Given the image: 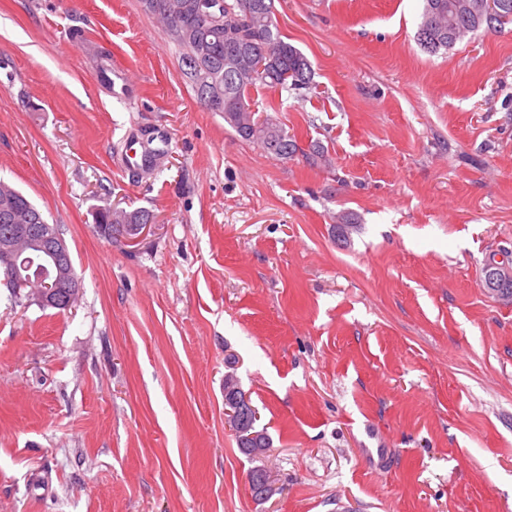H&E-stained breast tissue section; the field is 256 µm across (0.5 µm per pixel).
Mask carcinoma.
I'll return each instance as SVG.
<instances>
[{"mask_svg": "<svg viewBox=\"0 0 512 512\" xmlns=\"http://www.w3.org/2000/svg\"><path fill=\"white\" fill-rule=\"evenodd\" d=\"M197 0H141L143 8L157 17L182 51L184 75L194 90L202 87L220 91L224 98V122L245 141L280 159L290 160L303 152L297 141L269 117L251 109L250 91L257 84L270 88L299 90L313 79L307 56L286 42L272 18V0H224V12L213 14L214 24H200L194 8ZM461 0H424L417 40L424 50L435 54L448 50L468 34L480 28L497 30L512 23V0H498V17L484 24L480 16L457 9ZM267 66L269 75L259 73ZM0 232L6 224H17L16 214L25 215L24 223L39 224L43 213L23 193L0 180ZM150 212L142 209L108 210L96 213V223L112 226L145 224ZM224 408L232 410L245 424L236 429V440L246 455L256 448L270 447V438L256 429V411L240 407L232 397H224Z\"/></svg>", "mask_w": 512, "mask_h": 512, "instance_id": "cac0c4a2", "label": "carcinoma"}]
</instances>
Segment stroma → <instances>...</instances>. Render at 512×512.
<instances>
[{
    "label": "stroma",
    "instance_id": "stroma-1",
    "mask_svg": "<svg viewBox=\"0 0 512 512\" xmlns=\"http://www.w3.org/2000/svg\"><path fill=\"white\" fill-rule=\"evenodd\" d=\"M422 8L274 0L314 85L251 101L312 164L207 110L139 0H0V180L80 282L67 311L0 287V512H512V301L481 286L512 249V25L432 55ZM146 130L167 145L136 174ZM109 206L155 223L110 240ZM228 372L260 455L224 425ZM150 214V211L142 209L127 210L123 208H112L111 212L108 208H102L96 213V223H98L96 227L100 228V231H102L105 226L99 227V224H109L111 228L107 230V234L112 238V231H118L116 228L117 225L129 226L133 224L132 227L128 228L127 233L123 232V235L118 237L120 242L133 246L152 226V224H147ZM224 395V408L232 410L238 417L245 420V424L241 428H237L235 437L240 450L246 455H255L254 448H270V438L268 434L262 430L256 429V411L249 406L247 411H243L238 402H235L232 396ZM253 434V435H252Z\"/></svg>",
    "mask_w": 512,
    "mask_h": 512
}]
</instances>
